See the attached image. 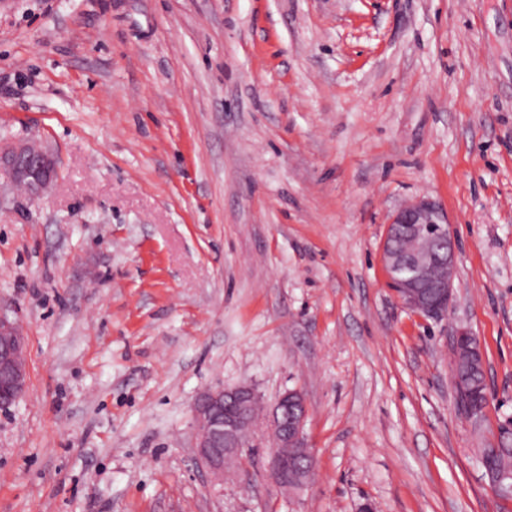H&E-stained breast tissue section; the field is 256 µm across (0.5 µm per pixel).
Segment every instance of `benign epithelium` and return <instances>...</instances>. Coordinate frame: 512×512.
<instances>
[{"instance_id":"7a95c632","label":"benign epithelium","mask_w":512,"mask_h":512,"mask_svg":"<svg viewBox=\"0 0 512 512\" xmlns=\"http://www.w3.org/2000/svg\"><path fill=\"white\" fill-rule=\"evenodd\" d=\"M0 173L35 199L58 174L53 155L36 144L0 147ZM404 230L409 246H394L395 232ZM382 261L391 277L400 305L415 313L441 314L448 310L456 268V245L448 216L436 203L421 199L399 210L387 225ZM0 410L16 404L26 385L25 340L16 322L0 313ZM476 338L461 332L454 339L451 375H457L461 354L470 352ZM258 394L250 385L219 387L200 394L192 408L196 460L215 485L224 475L242 467L251 435V413ZM307 404L303 392L288 389L269 412L268 477L286 490L303 487L311 478L314 453L305 433ZM500 498L512 497V475L491 479Z\"/></svg>"}]
</instances>
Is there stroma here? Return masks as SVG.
Masks as SVG:
<instances>
[{
  "mask_svg": "<svg viewBox=\"0 0 512 512\" xmlns=\"http://www.w3.org/2000/svg\"><path fill=\"white\" fill-rule=\"evenodd\" d=\"M0 312L27 383L0 414V512H512V0H0ZM436 201L454 297L397 302L392 214ZM488 404L458 408L457 331ZM301 389L314 475L252 436L212 486L192 407ZM0 173L35 199L56 179L58 168L49 151L36 144H23L0 147ZM481 458L484 468L512 472V448H484L481 449Z\"/></svg>",
  "mask_w": 512,
  "mask_h": 512,
  "instance_id": "obj_1",
  "label": "stroma"
}]
</instances>
